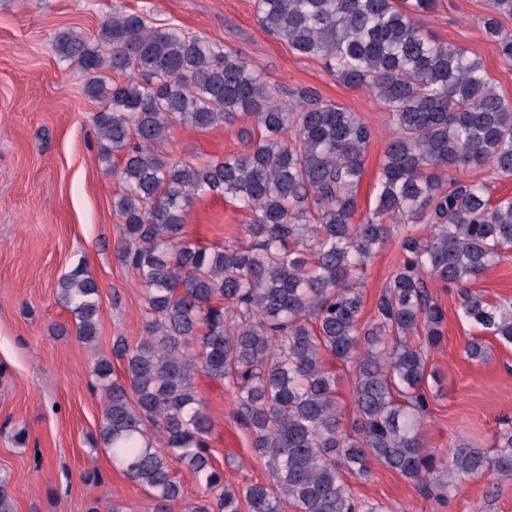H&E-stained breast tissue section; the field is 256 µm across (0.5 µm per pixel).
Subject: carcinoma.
I'll return each mask as SVG.
<instances>
[{
    "label": "carcinoma",
    "instance_id": "cac0c4a2",
    "mask_svg": "<svg viewBox=\"0 0 512 512\" xmlns=\"http://www.w3.org/2000/svg\"><path fill=\"white\" fill-rule=\"evenodd\" d=\"M486 36L512 62V33L497 18L512 0H493ZM435 0H256L257 19L294 53L324 62L343 83L364 87L396 126L384 150L376 205L355 222L354 189L372 138L359 115L301 90L292 100L241 55L176 26L115 10L95 41L64 31L59 56L78 65L100 159L122 183L112 208L124 224L117 257L142 288L148 317L135 347L118 340L128 384L97 358L90 386L103 408L96 442L112 464L147 487L160 509L187 499L179 464L206 500L188 512H382L357 501L344 470L365 476L375 459L422 490L440 468L456 480L512 476V427L493 450L459 444L445 457L424 448L420 420L427 350L441 342L445 314L432 278L458 287L462 317L512 344V302L469 283L512 249V199L491 200L485 184L456 174L489 168L512 177V100L491 85L464 46L423 34ZM260 128L246 151L207 162L167 161L170 129L207 131L238 117ZM121 158V164L112 160ZM449 173L443 184L438 171ZM220 191L251 213V243L199 246L181 234L194 200ZM404 257L360 322L358 270L395 224ZM58 299L76 338L99 336L100 291L75 268ZM422 342H410L412 335ZM332 355L353 366L358 417L343 432ZM204 373L235 389L236 417L268 465L270 484H224L207 443L211 419L194 386Z\"/></svg>",
    "mask_w": 512,
    "mask_h": 512
}]
</instances>
